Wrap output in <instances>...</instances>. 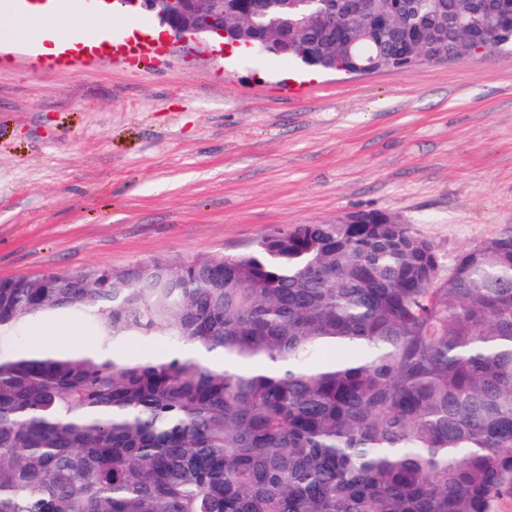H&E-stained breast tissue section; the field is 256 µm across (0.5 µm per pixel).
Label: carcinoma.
<instances>
[{
    "label": "carcinoma",
    "instance_id": "carcinoma-1",
    "mask_svg": "<svg viewBox=\"0 0 512 512\" xmlns=\"http://www.w3.org/2000/svg\"><path fill=\"white\" fill-rule=\"evenodd\" d=\"M349 5L320 23L224 0V22L320 68L356 43L401 70L512 21V0ZM355 215L244 254L0 280V512H492L512 495V237L441 278L410 225ZM60 314L94 346L6 348Z\"/></svg>",
    "mask_w": 512,
    "mask_h": 512
}]
</instances>
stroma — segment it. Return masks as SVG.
<instances>
[{"label": "stroma", "mask_w": 512, "mask_h": 512, "mask_svg": "<svg viewBox=\"0 0 512 512\" xmlns=\"http://www.w3.org/2000/svg\"><path fill=\"white\" fill-rule=\"evenodd\" d=\"M66 68L0 45V278L247 251L359 210L396 216L441 273L512 236V52L358 76L142 38ZM91 344L72 319L35 324Z\"/></svg>", "instance_id": "stroma-1"}]
</instances>
